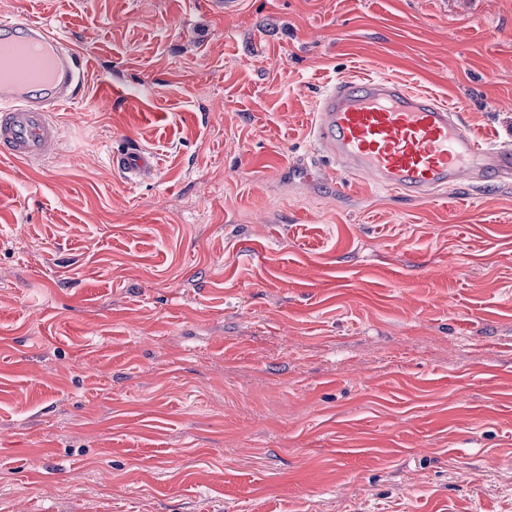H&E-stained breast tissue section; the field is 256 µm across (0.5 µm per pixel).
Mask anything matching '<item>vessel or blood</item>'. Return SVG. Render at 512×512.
I'll return each instance as SVG.
<instances>
[{
  "mask_svg": "<svg viewBox=\"0 0 512 512\" xmlns=\"http://www.w3.org/2000/svg\"><path fill=\"white\" fill-rule=\"evenodd\" d=\"M86 77L82 53L46 23L0 21V156L43 165L59 151L54 115L77 97ZM318 149L337 174L423 201L462 182L512 177V149L484 141L436 97L400 78L342 81L322 95L314 126ZM114 171L132 185L154 180L156 155L130 143L112 151Z\"/></svg>",
  "mask_w": 512,
  "mask_h": 512,
  "instance_id": "1",
  "label": "vessel or blood"
}]
</instances>
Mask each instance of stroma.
<instances>
[{"label":"stroma","instance_id":"35a3bbf8","mask_svg":"<svg viewBox=\"0 0 512 512\" xmlns=\"http://www.w3.org/2000/svg\"><path fill=\"white\" fill-rule=\"evenodd\" d=\"M1 17L89 82L56 159L0 158V512H512V181L331 184L310 133L388 74L512 147V0ZM110 162L112 169L131 185L152 181L159 173V162L156 155L136 143L113 150Z\"/></svg>","mask_w":512,"mask_h":512}]
</instances>
